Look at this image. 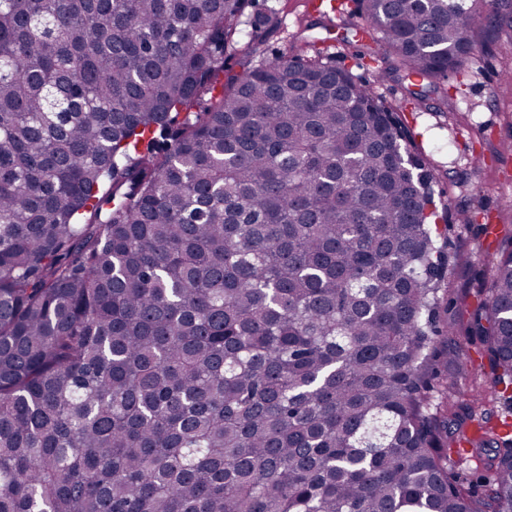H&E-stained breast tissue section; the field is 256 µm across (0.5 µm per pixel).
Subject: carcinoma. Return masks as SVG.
Instances as JSON below:
<instances>
[{"mask_svg": "<svg viewBox=\"0 0 512 512\" xmlns=\"http://www.w3.org/2000/svg\"><path fill=\"white\" fill-rule=\"evenodd\" d=\"M258 0H0V512H512L448 477V236L400 108ZM422 103L488 0H358ZM512 32V0H493ZM466 321L512 400V234Z\"/></svg>", "mask_w": 512, "mask_h": 512, "instance_id": "cac0c4a2", "label": "carcinoma"}]
</instances>
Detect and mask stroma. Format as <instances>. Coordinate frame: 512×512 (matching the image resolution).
<instances>
[{
  "instance_id": "35a3bbf8",
  "label": "stroma",
  "mask_w": 512,
  "mask_h": 512,
  "mask_svg": "<svg viewBox=\"0 0 512 512\" xmlns=\"http://www.w3.org/2000/svg\"><path fill=\"white\" fill-rule=\"evenodd\" d=\"M260 2L282 17L280 33L269 41L271 53L289 52L296 32L307 25L317 49L341 52L345 67L360 80L371 79L375 63L367 47L341 41L361 22L356 0H343L345 11L329 31L321 27V13L307 9V0ZM493 19L486 14L477 50L465 69L448 76L450 111L409 103L405 84L394 79L377 86L379 94L403 103L416 150L439 175L436 190L448 205L447 286L457 301L451 316L460 323L473 307L479 285L493 273L498 240L512 231V83L503 76L512 68V39L494 29ZM465 349L467 369L454 377V403L462 415L471 394L491 383L482 344L471 340Z\"/></svg>"
}]
</instances>
